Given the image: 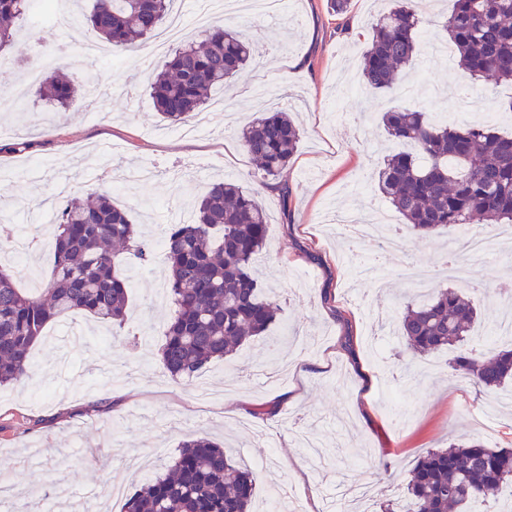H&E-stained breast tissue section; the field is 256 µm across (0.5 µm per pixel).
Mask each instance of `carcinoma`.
<instances>
[{
    "label": "carcinoma",
    "mask_w": 512,
    "mask_h": 512,
    "mask_svg": "<svg viewBox=\"0 0 512 512\" xmlns=\"http://www.w3.org/2000/svg\"><path fill=\"white\" fill-rule=\"evenodd\" d=\"M173 0H94L87 23L120 54L137 38L167 21ZM372 23L363 53V84L391 91L403 71L423 54L414 0ZM34 14L33 0H0V56L10 50L20 18ZM458 66L487 86L512 83V0H454L441 22ZM251 43L213 25L197 46L183 45L154 75L149 95L161 120L182 125L203 111L210 92L245 72ZM83 87L79 77L54 73L39 87L46 104L65 108ZM382 123L388 136L415 146L389 156L377 175L381 197L414 234L427 238L455 231L478 218L512 223V135L490 126L440 125L416 109L390 110ZM301 139L300 129L279 111L242 130L241 144L263 187L278 184ZM268 236V217L254 194L232 180L210 184L192 222L171 224L161 254L170 269L175 307L160 360L174 380L191 379L210 362L263 335L277 304L253 275ZM155 244L132 224L107 192L69 199L57 213L50 280L38 296L15 285L0 265V386L30 376V351L46 325L72 313L122 323L129 302L126 277L116 259L146 266ZM478 312L453 288L408 300L399 337L413 355L457 351L455 374L484 391L512 380V349L467 348ZM261 471L241 465L207 437L181 443L164 471L141 486L124 512H249ZM506 491L512 494V448H488L478 440L430 450L410 470L407 509L385 512H475L473 505Z\"/></svg>",
    "instance_id": "1"
}]
</instances>
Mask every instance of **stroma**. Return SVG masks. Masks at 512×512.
Listing matches in <instances>:
<instances>
[{"mask_svg":"<svg viewBox=\"0 0 512 512\" xmlns=\"http://www.w3.org/2000/svg\"><path fill=\"white\" fill-rule=\"evenodd\" d=\"M395 0H350L336 15L327 0H285L264 21L218 15L217 24L253 41L248 75L216 89L224 104L211 132L171 134L148 94L150 67L144 40L96 69L112 96L92 115L85 94L60 112L46 110L35 90L0 110V222L37 236L30 253L40 281L49 278L53 225L42 223L68 194L102 187L113 170L149 167L152 179L113 194L141 235L161 239L181 223L216 179L254 191L269 232L258 260L261 282L280 313L267 335L232 357L208 365L189 381L172 380L160 362L173 313L158 296L168 280L163 258L141 268L121 264L130 283L122 325L77 313L49 323L31 351L32 380L0 389L1 501L10 512H122L127 495L161 470L187 437L207 434L236 461L264 464L252 506L263 512L271 485L288 474L305 512H327L325 499L352 479L371 488L372 512L405 493L409 469L427 450L446 447L466 432L491 448H512V391L477 394L454 377L451 352L407 355L397 336V308L415 294L403 277L407 265L432 271L430 289L454 288L480 317L471 344L511 349L493 336L503 318L500 298L512 279V248L482 259L474 282L448 268L447 237L431 241L407 234L404 251H383L376 237L352 240L331 230L328 212L380 204L374 175L384 158L404 150L384 131L390 109L421 108L429 120L448 115L452 125L483 123L489 95L512 96V85L475 86L455 58L423 54L393 91L357 97L360 61L370 42L369 23ZM0 68V100L8 99L38 44L28 22ZM291 112L302 133L282 176L287 199L257 187L254 165L239 135L249 122L274 110ZM67 194V195H68ZM334 304H325L322 292ZM353 336L352 351L341 343ZM206 386L211 399L200 398ZM263 417H256V410ZM69 493L56 498L54 478ZM124 488L113 496V485Z\"/></svg>","mask_w":512,"mask_h":512,"instance_id":"35a3bbf8","label":"stroma"}]
</instances>
